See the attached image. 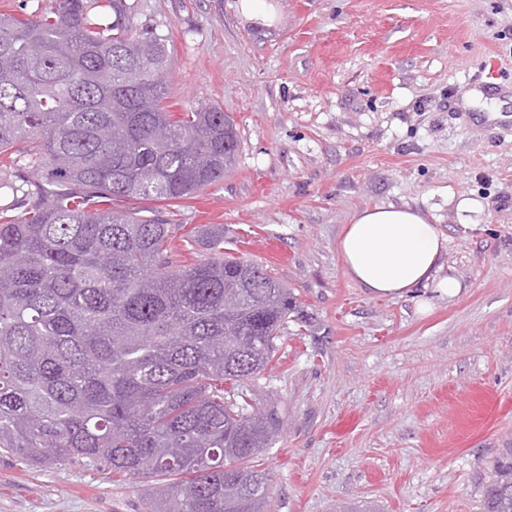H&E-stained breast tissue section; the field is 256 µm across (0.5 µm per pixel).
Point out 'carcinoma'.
Listing matches in <instances>:
<instances>
[{
  "label": "carcinoma",
  "instance_id": "obj_1",
  "mask_svg": "<svg viewBox=\"0 0 512 512\" xmlns=\"http://www.w3.org/2000/svg\"><path fill=\"white\" fill-rule=\"evenodd\" d=\"M0 14V190L30 207L0 224V452L50 468L99 461L170 477L148 512H270L264 456L280 426L252 393L296 298L259 264L179 265L171 225L115 200L177 202L224 179L240 141L218 106L168 110L166 36L120 0ZM27 161L33 180L13 175ZM484 512H512V442Z\"/></svg>",
  "mask_w": 512,
  "mask_h": 512
}]
</instances>
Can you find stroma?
Returning a JSON list of instances; mask_svg holds the SVG:
<instances>
[{"label":"stroma","instance_id":"stroma-1","mask_svg":"<svg viewBox=\"0 0 512 512\" xmlns=\"http://www.w3.org/2000/svg\"><path fill=\"white\" fill-rule=\"evenodd\" d=\"M168 35L171 111L217 105L231 172L167 207L181 264L224 246L290 289L254 388L281 424L272 512H482L512 440V0H279L270 28L235 0H124ZM407 205L447 237L463 285L421 315L351 281L338 240L366 208ZM0 512H146L96 462L0 455Z\"/></svg>","mask_w":512,"mask_h":512}]
</instances>
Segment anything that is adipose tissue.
<instances>
[{
  "label": "adipose tissue",
  "instance_id": "adipose-tissue-1",
  "mask_svg": "<svg viewBox=\"0 0 512 512\" xmlns=\"http://www.w3.org/2000/svg\"><path fill=\"white\" fill-rule=\"evenodd\" d=\"M447 239L408 206L367 208L356 214L339 240L349 278L373 296L402 298L417 288L454 298L462 288L443 275Z\"/></svg>",
  "mask_w": 512,
  "mask_h": 512
}]
</instances>
